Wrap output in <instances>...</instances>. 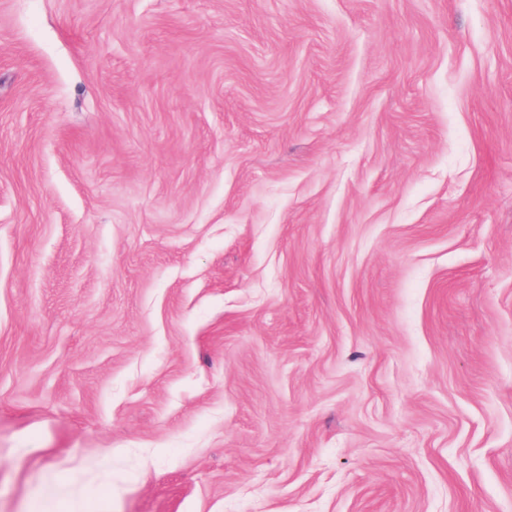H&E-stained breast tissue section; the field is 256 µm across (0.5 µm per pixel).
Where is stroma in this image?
Wrapping results in <instances>:
<instances>
[{
    "instance_id": "1",
    "label": "stroma",
    "mask_w": 512,
    "mask_h": 512,
    "mask_svg": "<svg viewBox=\"0 0 512 512\" xmlns=\"http://www.w3.org/2000/svg\"><path fill=\"white\" fill-rule=\"evenodd\" d=\"M0 512H512V0H0Z\"/></svg>"
}]
</instances>
